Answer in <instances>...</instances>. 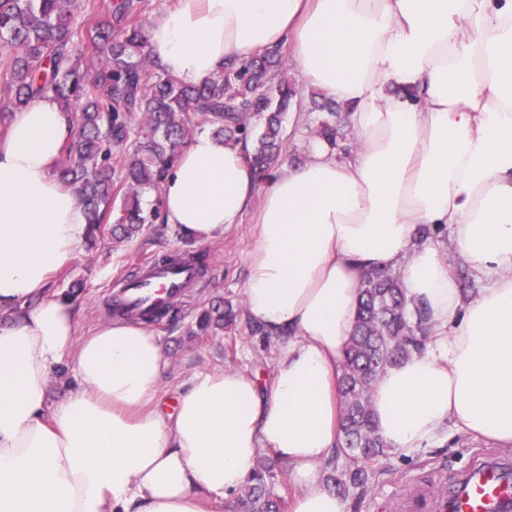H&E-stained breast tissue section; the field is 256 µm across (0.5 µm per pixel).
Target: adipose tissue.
<instances>
[{
  "label": "adipose tissue",
  "mask_w": 512,
  "mask_h": 512,
  "mask_svg": "<svg viewBox=\"0 0 512 512\" xmlns=\"http://www.w3.org/2000/svg\"><path fill=\"white\" fill-rule=\"evenodd\" d=\"M169 75L199 84L287 47L306 86L343 104L356 148L309 140L259 179L245 144L199 132L160 187L165 223L209 240L252 215L247 312L283 339L268 383L195 374L163 406V346L143 325L77 333L49 295L85 214L55 170L75 133L53 96L0 131V512H206L261 451L300 487L289 512H347L324 470L341 444V360L368 273L399 270L430 329L372 390L388 453L455 428L512 445V0H175L147 29ZM453 225L485 285L464 299L423 228ZM76 384L49 399L50 375Z\"/></svg>",
  "instance_id": "ef3b65f1"
}]
</instances>
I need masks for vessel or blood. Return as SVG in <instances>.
I'll return each instance as SVG.
<instances>
[{
    "label": "vessel or blood",
    "mask_w": 512,
    "mask_h": 512,
    "mask_svg": "<svg viewBox=\"0 0 512 512\" xmlns=\"http://www.w3.org/2000/svg\"><path fill=\"white\" fill-rule=\"evenodd\" d=\"M195 268L187 263L162 265L145 263L136 282L123 288L120 298L134 314L164 307L195 288ZM512 498V480L504 467L488 462L471 471L447 500L448 512H498L501 503Z\"/></svg>",
    "instance_id": "vessel-or-blood-1"
}]
</instances>
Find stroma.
<instances>
[{"mask_svg":"<svg viewBox=\"0 0 512 512\" xmlns=\"http://www.w3.org/2000/svg\"><path fill=\"white\" fill-rule=\"evenodd\" d=\"M314 98L301 89L297 100L283 116V130L288 157H304V146L314 136L319 119L313 112ZM251 217L209 240L217 261L204 277L201 287L180 303L179 313L170 323L153 327L163 344L166 369L162 387L166 394L185 388L193 374L228 369L257 374L269 381L279 341L256 331L228 333L214 326L208 335L192 334L196 316L217 302L244 303L243 286L248 275L249 231ZM199 242L183 240L172 225L160 222L145 226L131 240L115 242L104 239L92 248H82L72 265L51 283L54 296H62L70 284L80 282L83 292L74 297L79 334L97 326L112 300L117 285L138 268L141 257L168 251H197ZM512 463V450L493 442L472 440L461 432L449 430L448 437L413 457L384 455L371 461V484L366 494H350L348 512H444L442 496L449 487L460 484L465 472L487 461Z\"/></svg>","mask_w":512,"mask_h":512,"instance_id":"1","label":"stroma"}]
</instances>
